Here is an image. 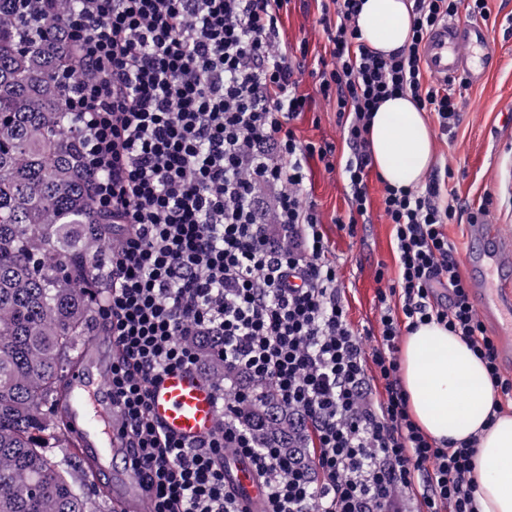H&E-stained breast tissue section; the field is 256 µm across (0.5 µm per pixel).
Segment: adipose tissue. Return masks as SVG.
<instances>
[{
	"label": "adipose tissue",
	"mask_w": 512,
	"mask_h": 512,
	"mask_svg": "<svg viewBox=\"0 0 512 512\" xmlns=\"http://www.w3.org/2000/svg\"><path fill=\"white\" fill-rule=\"evenodd\" d=\"M410 12V0H364L357 25L366 45L382 54L401 49L410 36ZM368 139L383 180L406 187L423 182L435 156L434 137L410 97L380 103ZM401 385L426 435L454 445L478 437L473 467L479 512H512V414L495 412L489 376L468 344L441 325L419 326L402 342Z\"/></svg>",
	"instance_id": "adipose-tissue-1"
}]
</instances>
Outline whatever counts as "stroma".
<instances>
[{
  "label": "stroma",
  "mask_w": 512,
  "mask_h": 512,
  "mask_svg": "<svg viewBox=\"0 0 512 512\" xmlns=\"http://www.w3.org/2000/svg\"><path fill=\"white\" fill-rule=\"evenodd\" d=\"M491 17L496 26L491 31V47L499 57L483 85L468 86L463 92L459 127L449 135H436L432 172L450 171L446 189L454 193L460 208V219L447 228L457 249L458 259H465L478 244L468 235L471 212L492 197L490 214L499 223L512 226V128L502 120L512 103V0H489ZM316 0H294L291 11L280 23L282 42L290 50L307 45L309 59L325 53V38L317 18ZM301 140L336 143L338 154H347L341 143V132L333 104L314 99L311 109L294 123ZM309 180L305 195L318 204L323 231L329 240L331 256L338 266V285L348 309L354 330L377 332L380 308L377 300V273L387 278L397 275L392 227L381 209V184L370 177L368 190L371 213L368 223L356 226L355 234H347L337 226L338 219L348 214V189L339 172H327L318 160L308 163Z\"/></svg>",
  "instance_id": "stroma-1"
}]
</instances>
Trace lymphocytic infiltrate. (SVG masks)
<instances>
[{"mask_svg": "<svg viewBox=\"0 0 512 512\" xmlns=\"http://www.w3.org/2000/svg\"><path fill=\"white\" fill-rule=\"evenodd\" d=\"M291 3L79 0L63 19L85 73L68 84L66 107L84 137L94 209L114 228L107 286L89 295L122 349L110 385L150 512H240L224 487L228 450L252 463L266 512H477V440L452 447L420 429L397 357L403 333L438 323L512 400L446 231L456 200L436 178L383 184L399 275L377 291L380 331L369 342L347 318L320 213L301 194L308 160L340 170L343 228L354 233L371 206L368 126L380 102L407 95L441 132L459 125L461 95L453 82L426 81L423 45L459 13L489 20L488 0H413L410 40L388 55L362 40L361 0H322L329 55L311 71V96L279 47ZM316 95L336 106L352 151L344 165L334 144L300 142L291 128ZM208 334L223 337L225 364L271 383L308 427L305 462L260 447L226 412L195 445L151 421V384L199 372L190 339Z\"/></svg>", "mask_w": 512, "mask_h": 512, "instance_id": "f902f5d3", "label": "lymphocytic infiltrate"}]
</instances>
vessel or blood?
I'll return each instance as SVG.
<instances>
[{
	"instance_id": "obj_1",
	"label": "vessel or blood",
	"mask_w": 512,
	"mask_h": 512,
	"mask_svg": "<svg viewBox=\"0 0 512 512\" xmlns=\"http://www.w3.org/2000/svg\"><path fill=\"white\" fill-rule=\"evenodd\" d=\"M491 52L489 27L479 19L455 20L438 27L425 46L429 70L440 78L465 77L481 82ZM472 236L492 244L485 267L471 271L470 293L481 319L496 339L500 362L512 366V290L494 288V269L512 264V231L501 225H474ZM118 348L111 336L99 333L83 349V360L69 375L66 419L79 443L78 455L92 459L93 483L119 480L125 492L112 501L113 512H148L142 477L131 464L124 440L114 422L109 380ZM150 416L162 430L186 442L210 436L219 425L217 394L198 375L176 371L163 375L151 387ZM227 480L243 512H263L265 491L251 462L241 456L226 458Z\"/></svg>"
}]
</instances>
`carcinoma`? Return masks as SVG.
Wrapping results in <instances>:
<instances>
[{"label":"carcinoma","instance_id":"1","mask_svg":"<svg viewBox=\"0 0 512 512\" xmlns=\"http://www.w3.org/2000/svg\"><path fill=\"white\" fill-rule=\"evenodd\" d=\"M0 0V512H102L76 483L75 442L44 416L97 311L84 292L112 220L92 205L77 121L57 74L73 64L62 28L34 29ZM221 336H197L209 376L234 383L229 413L263 448L302 460L311 436L266 381L224 366ZM54 448L65 449L59 458Z\"/></svg>","mask_w":512,"mask_h":512}]
</instances>
